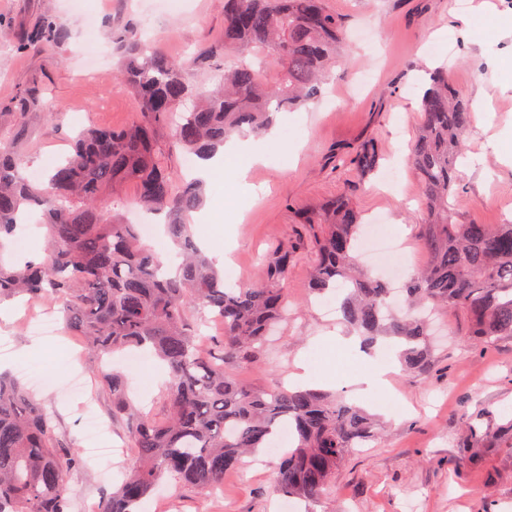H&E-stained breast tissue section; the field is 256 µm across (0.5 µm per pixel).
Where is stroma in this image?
<instances>
[{"label": "stroma", "mask_w": 512, "mask_h": 512, "mask_svg": "<svg viewBox=\"0 0 512 512\" xmlns=\"http://www.w3.org/2000/svg\"><path fill=\"white\" fill-rule=\"evenodd\" d=\"M472 2L326 0L346 20L342 61L316 104L276 119L279 135L295 140L300 151L251 172L263 191L232 227L235 247L227 271L236 284L261 278L271 247L300 234L305 207L336 197L354 181L353 170L335 168L326 157L366 138L379 146L381 171L362 182L357 208L382 235L402 238L410 268L426 263L410 151L420 78L444 64L473 113L455 185L460 214L478 224L512 220V166L501 159L502 151H512V32L498 25L512 19V7L491 0L493 15L476 20L485 35L472 43L458 34L462 7ZM44 19L57 20L65 38L20 49ZM132 23L150 31L152 48L163 57L183 59L203 47L224 46V0H181L176 12L160 10L155 0H0V138L23 129L27 174L53 165L83 127L118 128L136 118V96L115 79L118 58L112 53L114 32ZM23 91L32 92L37 104L20 113L10 104ZM312 263L306 251L292 265L286 284L292 317L273 338L274 362L243 364L234 372L256 387L285 385L302 356L310 388L342 392L378 418L381 439L348 455L318 512H512V445L499 444L479 467L461 465L458 457L462 411L482 412L497 427L512 420V339L470 351L437 336L433 373L395 368L387 401L399 411H385L358 384L376 366V356L362 351L358 339L307 294ZM44 314L37 305L23 312L18 301L0 302V341L10 347L0 357V370L16 372L21 362L40 365V379L25 374L21 380L54 413L58 432L78 443L81 407L69 401L64 384L71 369H84L86 344L62 324L54 342L37 332ZM275 462L272 456L260 464L246 461L206 493L170 482L146 510L279 512Z\"/></svg>", "instance_id": "1"}]
</instances>
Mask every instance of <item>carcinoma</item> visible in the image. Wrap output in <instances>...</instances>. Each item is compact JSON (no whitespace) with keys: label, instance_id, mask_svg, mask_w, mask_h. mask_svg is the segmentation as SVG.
Segmentation results:
<instances>
[{"label":"carcinoma","instance_id":"1","mask_svg":"<svg viewBox=\"0 0 512 512\" xmlns=\"http://www.w3.org/2000/svg\"><path fill=\"white\" fill-rule=\"evenodd\" d=\"M344 29V18L322 0H224V52L237 58L212 74L217 87L211 88L193 80L191 64L204 63L213 51L199 52L191 64L163 59L140 28L127 26L115 33V43L121 78L138 100L135 122L83 131L44 188L21 171V137L0 143V238L20 235L34 210L48 240L41 262H0V301L59 300L70 335L87 339L89 369L134 451L132 470L103 498L101 512H139L167 478L209 491L245 456L271 447L283 424L292 440L276 467L278 491L316 512L345 454L375 439L373 417L334 393L256 389L229 371L230 364L272 355L267 337L288 317L284 284L303 249L314 253L309 294L342 289V321L370 348L380 340L399 348L412 372L432 369L419 315L427 305L464 322L469 349L512 338V221L474 224L457 216V163L465 157L472 112L443 68L431 74L420 98L411 152L425 208L418 235L429 259L401 286L404 313L394 311L388 284L355 263L364 226L356 183L302 211L308 236L277 246L263 261L264 277L244 288L224 286V273L195 243L186 217L202 203L203 186L179 179L161 140L205 160L232 135L263 134L277 114L316 104L339 62ZM61 33L60 24L43 21L32 38L53 42ZM187 100L193 101L187 116L172 123ZM380 160L371 140L334 156L348 162L360 181L377 172ZM126 181L137 185L135 204L164 217L173 250L159 253L137 225L99 203L106 189ZM192 308L223 321L217 353L201 350V321L190 315ZM129 349L150 352L168 369L159 419L134 407L128 374L101 364L103 356ZM467 430L461 454L473 463L491 430L470 422ZM81 466L80 448L55 432L53 415L19 380L0 375V512H72L67 476Z\"/></svg>","mask_w":512,"mask_h":512}]
</instances>
